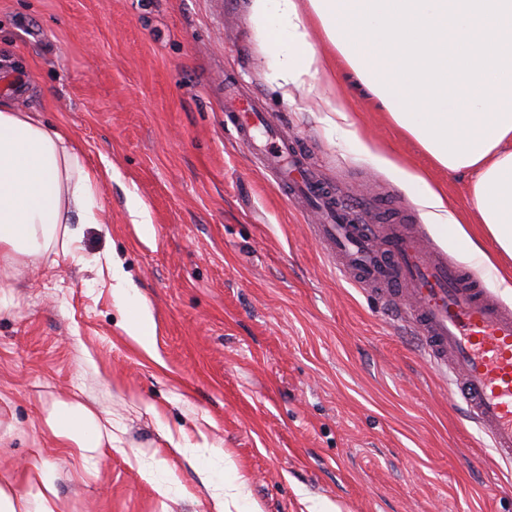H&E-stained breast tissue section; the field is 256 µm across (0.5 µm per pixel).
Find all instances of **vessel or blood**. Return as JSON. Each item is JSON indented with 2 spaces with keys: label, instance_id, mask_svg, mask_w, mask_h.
<instances>
[{
  "label": "vessel or blood",
  "instance_id": "b4317fda",
  "mask_svg": "<svg viewBox=\"0 0 512 512\" xmlns=\"http://www.w3.org/2000/svg\"><path fill=\"white\" fill-rule=\"evenodd\" d=\"M224 120L285 197L317 208L314 235L343 276L376 289L394 311L412 302L410 325L427 361L448 372L449 398L488 436L499 459L511 463L512 308L471 269L426 246L411 214H395L384 224L357 223L312 179L297 142L283 137L263 109L243 110L230 87Z\"/></svg>",
  "mask_w": 512,
  "mask_h": 512
}]
</instances>
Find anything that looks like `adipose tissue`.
<instances>
[{
	"label": "adipose tissue",
	"instance_id": "adipose-tissue-1",
	"mask_svg": "<svg viewBox=\"0 0 512 512\" xmlns=\"http://www.w3.org/2000/svg\"><path fill=\"white\" fill-rule=\"evenodd\" d=\"M249 9L260 38L274 51L276 78L307 86L315 99L320 92L312 79L320 62L301 19L312 15L393 123L437 166L471 174L476 221L512 260V0H250ZM323 121L347 134L356 151L395 172L424 221L463 260L481 254L445 192L376 152L345 109L330 108ZM102 177L64 128L0 98V274L75 255L77 225L108 221ZM97 262L112 275V297L128 314V335L152 352L148 307L113 256ZM44 425L61 447L86 460L123 443L118 425L78 400L53 402ZM234 469L232 459L221 456V477L211 483L214 512H231L247 497L244 481L231 476ZM56 495L53 472L34 461L26 492L0 484V512H55Z\"/></svg>",
	"mask_w": 512,
	"mask_h": 512
}]
</instances>
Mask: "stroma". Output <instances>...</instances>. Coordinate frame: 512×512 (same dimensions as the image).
I'll use <instances>...</instances> for the list:
<instances>
[{
  "mask_svg": "<svg viewBox=\"0 0 512 512\" xmlns=\"http://www.w3.org/2000/svg\"><path fill=\"white\" fill-rule=\"evenodd\" d=\"M323 99L273 79L249 0H0V97L68 129L94 168L111 164L107 229H80L0 308V477L26 490L34 449L54 469L59 512H211L207 458L169 438L221 445L262 512H512V463L448 397L406 321L341 276L290 202L224 128L239 84L310 156L315 174L375 221L421 209L391 173L320 121L344 106L397 163L428 172L478 236L471 178L433 166L315 19ZM140 198L143 223L126 201ZM111 253L153 319L156 358L124 329ZM108 411L122 450L82 461L41 421L58 399Z\"/></svg>",
  "mask_w": 512,
  "mask_h": 512,
  "instance_id": "stroma-1",
  "label": "stroma"
}]
</instances>
